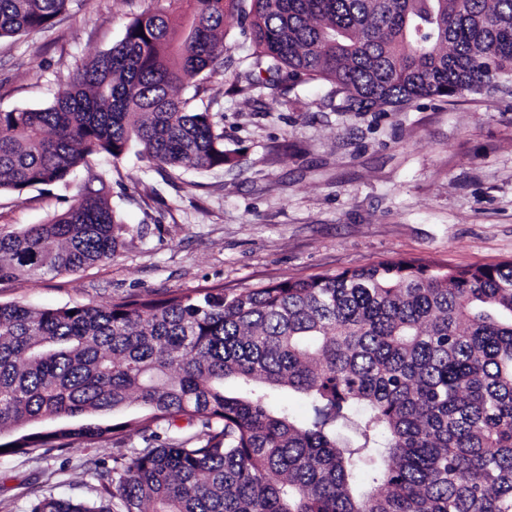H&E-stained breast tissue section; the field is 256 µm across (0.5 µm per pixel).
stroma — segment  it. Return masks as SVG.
Wrapping results in <instances>:
<instances>
[{"instance_id":"obj_1","label":"stroma","mask_w":512,"mask_h":512,"mask_svg":"<svg viewBox=\"0 0 512 512\" xmlns=\"http://www.w3.org/2000/svg\"><path fill=\"white\" fill-rule=\"evenodd\" d=\"M168 0H77L49 29L0 40V111L53 102L76 64ZM224 66L203 76L235 163L160 171L130 148L68 184L0 193V236L60 213L103 175L123 227L112 259L38 280L0 279V303L104 306L149 293L242 290L400 259L440 266L512 260V95L466 92L384 112H345L335 87L234 92L254 47L227 18ZM112 444L0 456V512L38 497L95 498Z\"/></svg>"}]
</instances>
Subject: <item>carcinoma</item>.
I'll return each mask as SVG.
<instances>
[{
  "label": "carcinoma",
  "mask_w": 512,
  "mask_h": 512,
  "mask_svg": "<svg viewBox=\"0 0 512 512\" xmlns=\"http://www.w3.org/2000/svg\"><path fill=\"white\" fill-rule=\"evenodd\" d=\"M74 0H0V39L46 29ZM185 0L134 18L76 66L45 108L0 111V192L68 182L134 142L161 170L234 160L202 74L223 63L224 21L248 23L251 68L291 90L332 83L345 108L512 85V0ZM180 88L193 94L182 99ZM86 187L44 224L0 236V277L30 280L110 259L120 225ZM306 398L296 421L275 391ZM139 403L121 421L60 426ZM199 434L117 449L97 499L28 512H512V261L399 260L240 292L203 289L106 306L0 304V448L118 444L175 422ZM350 429L355 440L340 438Z\"/></svg>",
  "instance_id": "obj_1"
}]
</instances>
